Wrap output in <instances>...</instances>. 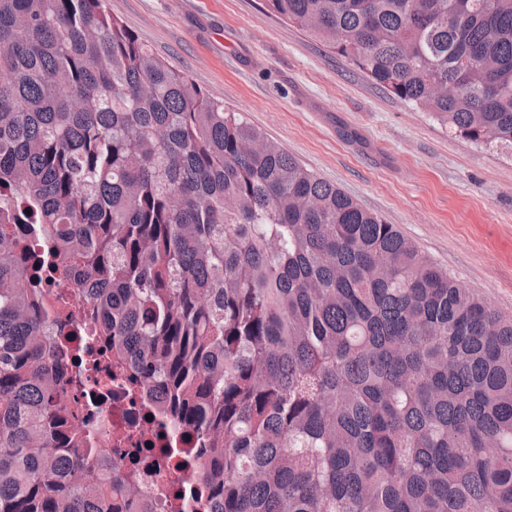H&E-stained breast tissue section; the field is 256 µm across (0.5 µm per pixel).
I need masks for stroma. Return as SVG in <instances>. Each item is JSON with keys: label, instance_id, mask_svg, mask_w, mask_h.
<instances>
[{"label": "stroma", "instance_id": "1", "mask_svg": "<svg viewBox=\"0 0 512 512\" xmlns=\"http://www.w3.org/2000/svg\"><path fill=\"white\" fill-rule=\"evenodd\" d=\"M160 57L512 316V154L448 133L263 0H105Z\"/></svg>", "mask_w": 512, "mask_h": 512}]
</instances>
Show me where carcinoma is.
<instances>
[{
  "mask_svg": "<svg viewBox=\"0 0 512 512\" xmlns=\"http://www.w3.org/2000/svg\"><path fill=\"white\" fill-rule=\"evenodd\" d=\"M390 96L512 149V0H264ZM62 274L199 444L203 512H512V317L104 0H0V512H151L70 425Z\"/></svg>",
  "mask_w": 512,
  "mask_h": 512,
  "instance_id": "1",
  "label": "carcinoma"
}]
</instances>
